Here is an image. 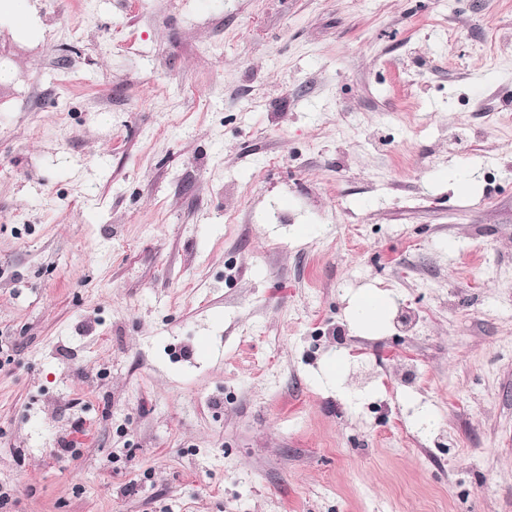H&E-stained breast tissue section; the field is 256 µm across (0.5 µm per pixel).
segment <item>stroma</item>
Returning <instances> with one entry per match:
<instances>
[{"mask_svg":"<svg viewBox=\"0 0 512 512\" xmlns=\"http://www.w3.org/2000/svg\"><path fill=\"white\" fill-rule=\"evenodd\" d=\"M30 22H0V512H512V0ZM374 297L377 300L374 304L366 303V298ZM389 300L385 296L373 293H364L355 301L352 321L357 327H371L375 325L379 318L387 312Z\"/></svg>","mask_w":512,"mask_h":512,"instance_id":"35a3bbf8","label":"stroma"}]
</instances>
